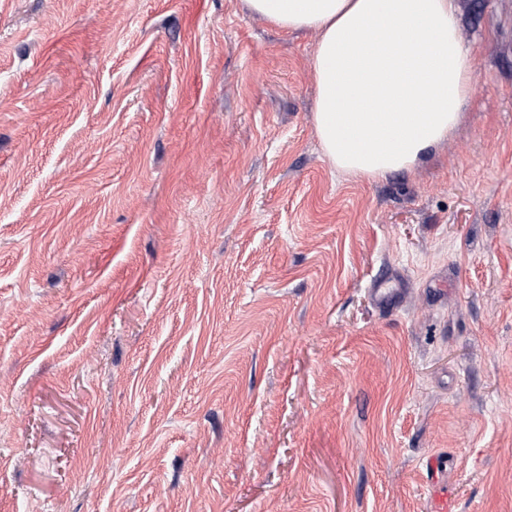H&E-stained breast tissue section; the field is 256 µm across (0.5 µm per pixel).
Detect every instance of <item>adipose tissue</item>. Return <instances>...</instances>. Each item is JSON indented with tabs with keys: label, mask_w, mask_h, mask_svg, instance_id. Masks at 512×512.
Returning a JSON list of instances; mask_svg holds the SVG:
<instances>
[{
	"label": "adipose tissue",
	"mask_w": 512,
	"mask_h": 512,
	"mask_svg": "<svg viewBox=\"0 0 512 512\" xmlns=\"http://www.w3.org/2000/svg\"><path fill=\"white\" fill-rule=\"evenodd\" d=\"M287 31L319 34L313 123L337 170L377 179L413 171L457 126L473 47L454 0H245Z\"/></svg>",
	"instance_id": "1"
}]
</instances>
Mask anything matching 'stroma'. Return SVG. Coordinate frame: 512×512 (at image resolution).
Returning <instances> with one entry per match:
<instances>
[{
    "label": "stroma",
    "instance_id": "1",
    "mask_svg": "<svg viewBox=\"0 0 512 512\" xmlns=\"http://www.w3.org/2000/svg\"><path fill=\"white\" fill-rule=\"evenodd\" d=\"M456 6L458 127L368 181L316 33L0 0V512H512V0Z\"/></svg>",
    "mask_w": 512,
    "mask_h": 512
}]
</instances>
